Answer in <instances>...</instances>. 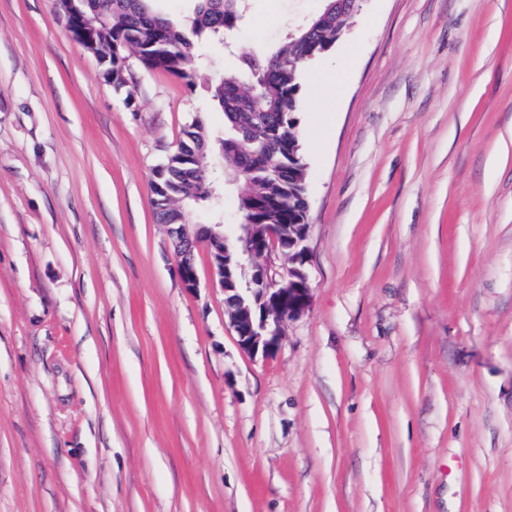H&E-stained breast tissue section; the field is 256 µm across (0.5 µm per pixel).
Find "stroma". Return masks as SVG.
<instances>
[{"mask_svg":"<svg viewBox=\"0 0 512 512\" xmlns=\"http://www.w3.org/2000/svg\"><path fill=\"white\" fill-rule=\"evenodd\" d=\"M322 0H248L192 80H105L0 0V512H512V0H364L301 92L312 305L244 353L151 204L215 74ZM347 77V68L318 73L312 78V91L315 95L339 99Z\"/></svg>","mask_w":512,"mask_h":512,"instance_id":"1","label":"stroma"}]
</instances>
